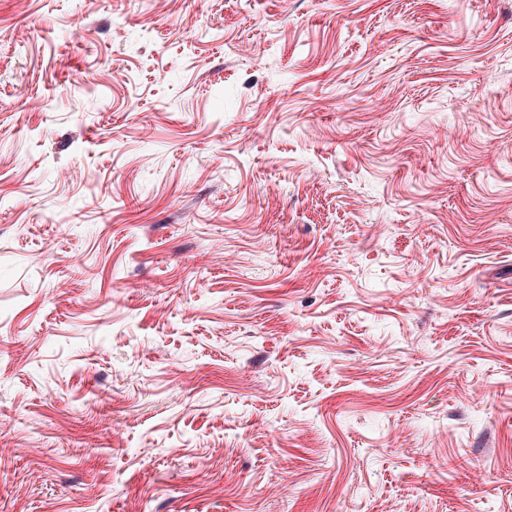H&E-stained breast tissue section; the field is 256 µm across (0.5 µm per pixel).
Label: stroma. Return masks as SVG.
<instances>
[{
	"label": "stroma",
	"mask_w": 512,
	"mask_h": 512,
	"mask_svg": "<svg viewBox=\"0 0 512 512\" xmlns=\"http://www.w3.org/2000/svg\"><path fill=\"white\" fill-rule=\"evenodd\" d=\"M0 512H512V0H0Z\"/></svg>",
	"instance_id": "35a3bbf8"
}]
</instances>
